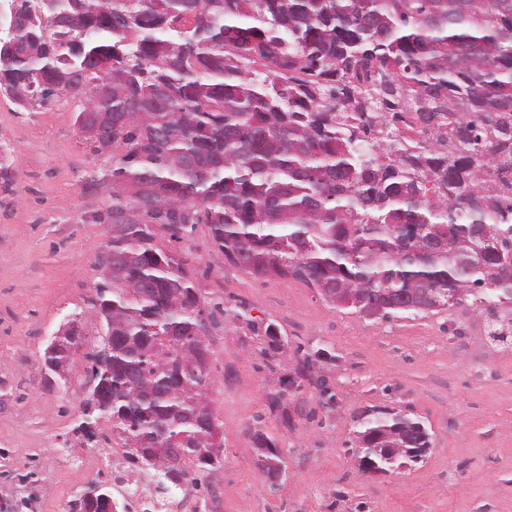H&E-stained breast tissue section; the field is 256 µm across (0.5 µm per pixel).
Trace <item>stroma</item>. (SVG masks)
<instances>
[{
    "label": "stroma",
    "instance_id": "35a3bbf8",
    "mask_svg": "<svg viewBox=\"0 0 512 512\" xmlns=\"http://www.w3.org/2000/svg\"><path fill=\"white\" fill-rule=\"evenodd\" d=\"M73 105L25 110L0 96V148L10 151V191L0 192V474H28L25 487L0 481V502L19 512H68L112 452L73 428L89 381L72 356L70 391L44 390L51 336L77 318L86 337L100 327L92 308L98 249L109 236L91 216L109 197L89 189L110 159L93 154ZM187 256L204 296L246 303L289 345L334 352L319 371L337 404L322 408L307 387L285 396L292 428L269 412L268 393L292 371L268 369L264 342L245 323L225 322L211 362V406L222 430L224 466L208 478L223 512H512V339L493 340V319L471 301L437 314L368 320L338 310L300 281L254 277L214 251L198 227ZM389 405L425 421L433 445L416 466L372 476L350 452L354 417ZM261 426L282 449L287 476L271 486L247 430Z\"/></svg>",
    "mask_w": 512,
    "mask_h": 512
}]
</instances>
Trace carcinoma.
Here are the masks:
<instances>
[{
	"instance_id": "carcinoma-1",
	"label": "carcinoma",
	"mask_w": 512,
	"mask_h": 512,
	"mask_svg": "<svg viewBox=\"0 0 512 512\" xmlns=\"http://www.w3.org/2000/svg\"><path fill=\"white\" fill-rule=\"evenodd\" d=\"M0 94L18 107L74 105L76 123L112 113L86 137L111 154L92 184L112 198V284L96 286L102 330L78 324L105 391L79 402L76 431L110 424L128 464L183 450L173 481L204 484L224 467L210 374L171 368L181 349L213 354L224 299H205L184 253L200 224L231 265L293 278L329 304L382 317L440 313L448 292L491 315L512 310V0H25L0 41ZM436 240L439 252L422 253ZM230 316L287 344L246 304ZM112 337L106 351L104 337ZM293 374L268 394L320 387L324 348L295 347ZM353 445L387 473L414 464L374 448L433 444L423 420L394 409L355 418ZM257 464L282 477L279 444L248 428Z\"/></svg>"
}]
</instances>
